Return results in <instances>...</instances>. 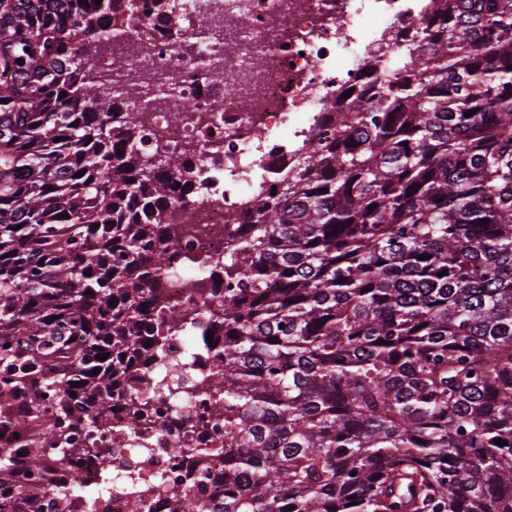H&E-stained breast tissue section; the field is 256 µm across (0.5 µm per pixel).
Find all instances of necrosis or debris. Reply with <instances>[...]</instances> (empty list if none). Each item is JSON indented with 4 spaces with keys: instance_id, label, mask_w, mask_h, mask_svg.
Wrapping results in <instances>:
<instances>
[{
    "instance_id": "1",
    "label": "necrosis or debris",
    "mask_w": 512,
    "mask_h": 512,
    "mask_svg": "<svg viewBox=\"0 0 512 512\" xmlns=\"http://www.w3.org/2000/svg\"><path fill=\"white\" fill-rule=\"evenodd\" d=\"M422 2L177 0L174 25L154 0H139L123 42L124 63L174 68L182 75L176 94L159 92L139 105L142 165L157 167L170 154L188 159L189 170L178 176L163 215L164 223L178 229L182 252L192 255L206 246L223 257L240 225L253 220L252 195L279 185L296 163L297 146L310 143L332 110L345 105V93L368 87L383 63L420 36ZM218 25L234 53L200 38V30ZM185 102L190 111L172 120ZM219 285L208 269L183 268L170 279L166 304L173 310L201 304ZM185 338L168 342L171 357L182 363L174 382L185 398L153 400L155 419L169 431L146 447L108 434L112 469L98 512H127L123 466L141 461L144 453H152L153 467L161 471L169 449L178 445L223 447L224 426L209 418V392L201 383L211 357L187 347Z\"/></svg>"
}]
</instances>
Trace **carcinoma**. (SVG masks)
<instances>
[{
    "label": "carcinoma",
    "instance_id": "cac0c4a2",
    "mask_svg": "<svg viewBox=\"0 0 512 512\" xmlns=\"http://www.w3.org/2000/svg\"><path fill=\"white\" fill-rule=\"evenodd\" d=\"M114 2L0 0V397L29 416L0 415V499L25 512L44 477L64 500L107 464L71 431L103 441L140 351L196 314L165 310L164 274L212 260L162 222L182 157L144 168L136 107H111L182 83L96 65ZM422 17L224 250V447L171 449L173 481L128 470L129 512L152 492L198 512L213 479L212 512H512V0ZM151 410L130 396L122 431L147 443Z\"/></svg>",
    "mask_w": 512,
    "mask_h": 512
}]
</instances>
